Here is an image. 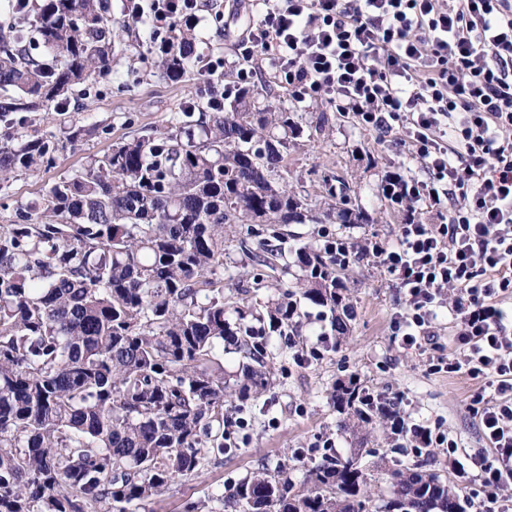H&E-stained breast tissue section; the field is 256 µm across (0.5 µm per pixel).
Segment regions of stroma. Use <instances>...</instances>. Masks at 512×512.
Segmentation results:
<instances>
[{
    "label": "stroma",
    "instance_id": "1",
    "mask_svg": "<svg viewBox=\"0 0 512 512\" xmlns=\"http://www.w3.org/2000/svg\"><path fill=\"white\" fill-rule=\"evenodd\" d=\"M201 22L196 29L197 54L224 58L221 84L208 87L199 68L186 79L171 83L156 72L154 57L146 47L118 52L112 62V77L101 82L96 93L68 96L67 108L54 111L42 121L43 130L59 132L78 121L97 125L96 133L84 136L63 152L55 167L35 175L15 177L8 197L0 198V222L18 204L37 202L45 188L59 177L81 170L87 157L107 152L113 142L146 131L162 133L169 128L171 113L207 105L235 77L234 43L246 30V11L225 17L223 0H198ZM258 110H288L298 115L300 135L288 140V187L305 198L315 213H322L329 194L351 199L370 216L367 224L339 228L330 224H230L224 228V304L227 309L278 297L295 281L299 268L291 245L317 242L324 233L341 235L361 244L367 238L395 239L404 221L402 208L388 199L384 186L399 169L419 181L429 173L418 161L396 148L378 132L361 128L351 117L320 101L298 102L289 97L273 69L262 65L252 88ZM327 114L322 132H314L312 121ZM285 248L284 258L266 263L268 249ZM352 307L346 338L326 351L313 364L297 366L296 349L313 345L321 332H332L329 316L319 308L302 305V315L290 325L287 335L268 340L266 361L276 383L253 404L229 399L224 416L235 419L251 412L247 429L237 431L236 450L211 460L198 475L172 482L162 496L145 502L137 512H186L189 503L208 501L219 512L217 500L228 486L261 468L288 465L296 483H303L307 470L323 453L325 440H334L338 452L349 449L337 432L338 415L330 399L336 380L355 374L374 393L403 396L413 421L442 422L444 429L466 449H480L485 441L477 418L468 409V396L475 380L465 375L433 374L427 355L402 348L389 327L397 307L398 293L382 268L373 260L359 259L340 270Z\"/></svg>",
    "mask_w": 512,
    "mask_h": 512
}]
</instances>
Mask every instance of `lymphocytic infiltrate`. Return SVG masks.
<instances>
[{
	"label": "lymphocytic infiltrate",
	"mask_w": 512,
	"mask_h": 512,
	"mask_svg": "<svg viewBox=\"0 0 512 512\" xmlns=\"http://www.w3.org/2000/svg\"><path fill=\"white\" fill-rule=\"evenodd\" d=\"M253 17L237 45V81L254 83L265 55L300 101L323 100L362 127L400 131L429 181L400 174L384 192L405 222L395 241L324 237L340 267L375 259L398 288L392 328L402 347L435 345L439 307L457 328L433 372L477 380L469 409L488 450L469 452L438 426L392 419L415 448H443L477 512H512V0H247ZM127 23H148L156 46L173 26L196 28L197 0H121ZM448 221L426 224L423 207Z\"/></svg>",
	"instance_id": "1"
}]
</instances>
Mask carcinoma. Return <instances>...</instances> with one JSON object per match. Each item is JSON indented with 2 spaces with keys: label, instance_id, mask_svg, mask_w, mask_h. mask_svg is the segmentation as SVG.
I'll list each match as a JSON object with an SVG mask.
<instances>
[{
  "label": "carcinoma",
  "instance_id": "carcinoma-1",
  "mask_svg": "<svg viewBox=\"0 0 512 512\" xmlns=\"http://www.w3.org/2000/svg\"><path fill=\"white\" fill-rule=\"evenodd\" d=\"M118 25L108 0H41L0 30V196L96 130L75 123L60 139L34 114L104 79ZM168 38L150 50L177 82L196 35L177 26ZM295 128L291 112L251 111L247 93L228 110L182 111L167 133L113 144L0 224V512H126L224 454V394L246 401L274 383L266 344L226 318L224 225L369 223L334 203L319 218L288 192ZM293 251L299 296L345 334L336 259L318 244ZM293 296L252 319L288 331ZM241 335L248 364L229 380L220 355ZM331 400L353 448L313 462L301 485L286 465L254 472L221 497L224 512H463L423 450L374 498L359 446L395 405L356 375Z\"/></svg>",
  "mask_w": 512,
  "mask_h": 512
}]
</instances>
